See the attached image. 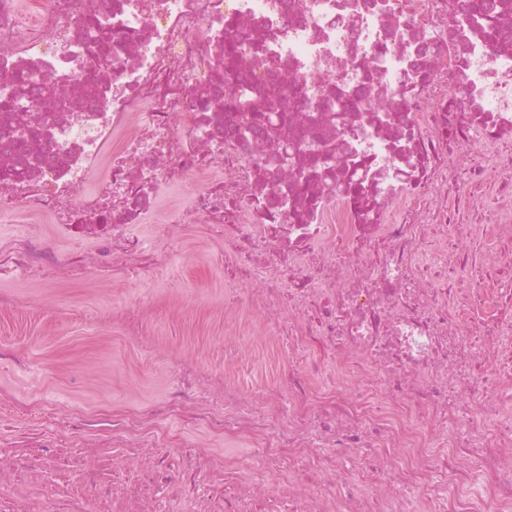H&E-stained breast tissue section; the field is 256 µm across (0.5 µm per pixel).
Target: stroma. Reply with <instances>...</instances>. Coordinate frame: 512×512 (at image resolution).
Here are the masks:
<instances>
[{
  "label": "stroma",
  "instance_id": "35a3bbf8",
  "mask_svg": "<svg viewBox=\"0 0 512 512\" xmlns=\"http://www.w3.org/2000/svg\"><path fill=\"white\" fill-rule=\"evenodd\" d=\"M201 180L171 186L155 196L132 230L158 249L155 265L133 270L102 266L99 241L74 239L47 216L23 219L0 213V255L21 238L40 248L37 265L24 275L0 276V434L51 437L54 408L78 415L101 409L158 411L171 390L170 372L203 379L211 397L238 396L271 384L282 364L275 348L250 350L265 337L273 317L234 305L224 288V243L205 225H187L174 238L162 234L168 210L198 192ZM235 365V385L224 388V367ZM173 431L194 443L203 482L223 489L227 454L246 453L201 426L171 419ZM81 475L57 473L53 461L20 474L0 464V485L37 504L45 491L74 498L109 491L112 512L134 503L113 488L114 476H142L160 455L154 448L107 445L90 427L78 451Z\"/></svg>",
  "mask_w": 512,
  "mask_h": 512
}]
</instances>
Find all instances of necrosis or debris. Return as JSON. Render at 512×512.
Wrapping results in <instances>:
<instances>
[{"mask_svg": "<svg viewBox=\"0 0 512 512\" xmlns=\"http://www.w3.org/2000/svg\"><path fill=\"white\" fill-rule=\"evenodd\" d=\"M468 0H0V102L11 74L55 92L0 113V212L108 223L116 262L157 254L131 232L156 192L205 176L167 217L224 240L236 303L300 319L308 364L224 400L173 371L156 413L112 438L184 450L175 416L252 452L224 461V512H512V12L489 36ZM246 81L287 90L277 141L224 109L232 29ZM357 104L334 112L336 97ZM337 183L300 184L275 142ZM490 206L474 200L488 181ZM494 263L468 251L487 226ZM250 479L251 492L237 488ZM0 512H108L97 498L6 495Z\"/></svg>", "mask_w": 512, "mask_h": 512, "instance_id": "obj_1", "label": "necrosis or debris"}]
</instances>
